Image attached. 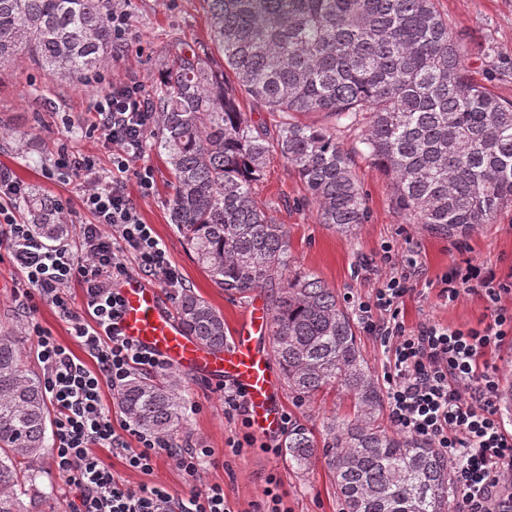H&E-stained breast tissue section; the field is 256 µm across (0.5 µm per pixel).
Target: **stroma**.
Returning <instances> with one entry per match:
<instances>
[{"label": "stroma", "mask_w": 512, "mask_h": 512, "mask_svg": "<svg viewBox=\"0 0 512 512\" xmlns=\"http://www.w3.org/2000/svg\"><path fill=\"white\" fill-rule=\"evenodd\" d=\"M437 10L456 28L465 48V58L474 79L498 97L512 100V0H435ZM134 39L124 49H113L101 79L61 82L48 78L33 63L0 69V127L24 133L22 144L0 142V166L8 168L30 191L55 199L75 197L72 185L52 181L45 175L60 144L82 153H94L102 168L110 161L89 129L95 121L89 104L111 90L113 84L135 79L145 96H153L167 61L182 44L209 43L212 20L207 0H126ZM142 163L155 172V189L137 197L139 212L152 224L172 262L182 273L187 287L202 296L224 315L227 334H234L251 301L270 305L271 292H254L252 298H232L218 288L208 273L186 250L174 230L168 212L173 194L172 177L166 157L145 144ZM355 175L365 193L369 219L355 234L345 236L318 223L314 210L306 205V190L280 157L271 158L263 179L257 183L259 204L274 205L273 216L288 230L290 251L296 268L316 274L333 289L343 305L370 297L387 269L379 261L383 243L417 253L423 274L415 291L403 303L404 320L414 326L424 321L467 328L486 315V303L474 291L463 292L454 304L438 297V281L449 266L465 258L512 269V205L503 207L494 223L463 238H442L409 223L393 204L394 186L384 174L364 159H356ZM19 272L10 262L0 261V330H14L32 369H39L33 325L50 330L77 358L89 361L85 349L71 336L69 323L50 302H38L36 309L23 306L13 289ZM187 399V422L180 439H193L211 448L199 475L182 471L175 462L160 455L152 474L127 468L122 455L100 450V457L126 484L138 487L154 482L173 493L187 496L206 484L220 483L233 512H249L264 496L269 476H277L288 495L286 512H340L341 501L324 458L313 459L306 474L292 470L285 458H274L261 447L263 435L254 444L229 452V437H242L238 424L225 419L224 403L213 382L193 373L176 370ZM283 408L294 422L320 432L324 416L345 417L352 411L350 400L329 392L309 403H298L284 395ZM39 494L25 495L31 512H67L69 495L64 479L53 465L51 454L38 461Z\"/></svg>", "instance_id": "1"}]
</instances>
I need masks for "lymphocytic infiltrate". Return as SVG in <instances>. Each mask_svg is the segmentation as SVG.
<instances>
[{"label": "lymphocytic infiltrate", "instance_id": "1", "mask_svg": "<svg viewBox=\"0 0 512 512\" xmlns=\"http://www.w3.org/2000/svg\"><path fill=\"white\" fill-rule=\"evenodd\" d=\"M93 127L108 149L112 168L98 170L93 155L60 148L48 178L74 184L80 209L91 215L74 242L53 246L37 238L17 214L28 189L0 168V259L19 269L15 288L27 303L50 301L71 323V336L96 360L88 368L52 333L35 328L37 359L44 388L55 405L54 464L72 491L69 512H231L220 484L176 498L164 486L131 488L97 456L100 448L123 454L129 468L152 473L167 455L187 474H197L209 449L176 445L143 433L127 419L112 417L101 398L103 385L121 387L133 373H166L168 364L126 339L119 327L122 281L128 260L141 276L159 282L176 297L184 282L152 225L142 221L127 191L135 181L141 196L152 194L151 166L136 165L155 122V112L139 83L113 85L94 99ZM381 261L390 269L372 299L357 304L363 330L389 355L383 374L388 416L399 431L427 440L453 466L459 490L454 512H512V430L500 414L503 378L487 361L512 346V272L466 259L442 276L440 295L455 302L463 288L481 292L490 314L479 328L462 329L425 321L406 325L405 296L421 267L414 252L394 257L384 246ZM84 292L83 313L72 312L71 284Z\"/></svg>", "mask_w": 512, "mask_h": 512}]
</instances>
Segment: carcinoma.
Returning <instances> with one entry per match:
<instances>
[{"label": "carcinoma", "mask_w": 512, "mask_h": 512, "mask_svg": "<svg viewBox=\"0 0 512 512\" xmlns=\"http://www.w3.org/2000/svg\"><path fill=\"white\" fill-rule=\"evenodd\" d=\"M211 39L179 50L163 70L153 140L167 156L169 217L224 293L276 290L271 356L300 400L334 389L353 415L323 419L322 440L288 432L291 467L327 459L344 512H451L448 460L427 442L377 424L384 396L361 353L355 320L320 278L291 271L288 231L254 197L280 155L307 190L319 223L344 234L366 222L354 157L394 183L397 209L445 238L467 237L512 204V101L475 82L460 38L434 0H207ZM111 0H0V63L33 60L50 77L88 78L112 58ZM280 113L275 136L254 125L228 87ZM319 113L320 124L296 120ZM358 131L348 152L336 127ZM28 223L50 242L67 236L59 202L34 192ZM185 332L222 349L224 317L185 288ZM142 431L173 439L185 420L179 380L134 374L116 393ZM43 386L17 336L0 332V512H28L16 487L37 486L48 447Z\"/></svg>", "instance_id": "carcinoma-1"}]
</instances>
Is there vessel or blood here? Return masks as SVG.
<instances>
[{
  "label": "vessel or blood",
  "mask_w": 512,
  "mask_h": 512,
  "mask_svg": "<svg viewBox=\"0 0 512 512\" xmlns=\"http://www.w3.org/2000/svg\"><path fill=\"white\" fill-rule=\"evenodd\" d=\"M123 335L170 366L201 377L239 385L253 430L272 434L281 422L279 384L266 348L268 311L251 303L231 343L216 352L188 336L175 314L161 303L157 288L130 277L121 286Z\"/></svg>",
  "instance_id": "1"
}]
</instances>
